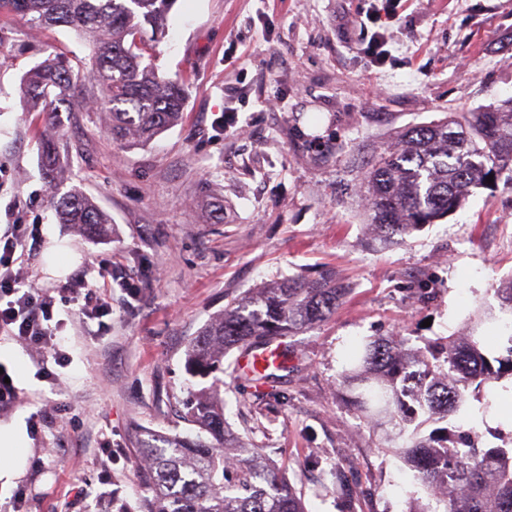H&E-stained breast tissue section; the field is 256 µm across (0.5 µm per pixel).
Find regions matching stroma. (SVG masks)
<instances>
[{
    "mask_svg": "<svg viewBox=\"0 0 512 512\" xmlns=\"http://www.w3.org/2000/svg\"><path fill=\"white\" fill-rule=\"evenodd\" d=\"M373 6L176 0L152 62L187 79L182 122L129 147L98 112L63 119L65 184L110 214L105 238L57 222L39 169L45 126L20 97L36 63L91 51L68 27L0 17V234L18 206L22 279L68 283L46 271L60 240L78 270L109 263L142 286L135 302L120 286L100 287L112 308L103 329L76 301L56 302L62 364L0 331V367L19 391L0 424L19 423L27 436L23 468L0 483V512H143L151 492L135 447L193 434L188 404L212 383L187 368L191 340L235 300L326 268L350 290L335 314L283 337L286 369L256 388L240 376L238 349L225 352V424L308 512H404L410 472L343 400L340 375L365 340L403 336L421 347L463 335L477 310L498 307L495 290L512 277V184L474 190L453 214L384 246L358 182L397 131L512 97V0H408L378 71L354 48L358 30L339 28ZM273 97L281 111H264ZM228 107L243 134L213 127Z\"/></svg>",
    "mask_w": 512,
    "mask_h": 512,
    "instance_id": "1",
    "label": "stroma"
}]
</instances>
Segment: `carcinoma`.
<instances>
[{"mask_svg": "<svg viewBox=\"0 0 512 512\" xmlns=\"http://www.w3.org/2000/svg\"><path fill=\"white\" fill-rule=\"evenodd\" d=\"M175 0H0V15L25 16L37 27L66 26L91 49L89 65L72 67L47 58L25 73L21 94L27 112L43 116L41 171L59 223L90 236L106 233L111 219L83 191L60 188L70 151L58 130L59 112L94 104L108 114V132L145 145L182 118V82L143 64L161 36ZM494 182H487V176ZM512 183V97L473 112H446L400 132L396 145L377 154L365 170L360 193L370 224L383 243L404 240L425 224L457 211L472 188ZM348 286L327 269L313 279L292 278L245 296L205 324L190 343L189 366L214 376L191 402L194 438L140 445L148 462L147 512H306L302 497L262 455L240 454L226 433L221 397L224 351L247 348L257 337L271 342L334 314ZM499 311L478 312L465 335L439 345L408 346L404 338L368 340L341 374L344 395L358 417L382 432L383 449L395 453L423 487V506L407 493L406 512H512V448L481 447L475 419L442 437L422 425L459 413L468 391L512 376V279L495 288ZM494 330L505 354L482 348Z\"/></svg>", "mask_w": 512, "mask_h": 512, "instance_id": "obj_1", "label": "carcinoma"}]
</instances>
